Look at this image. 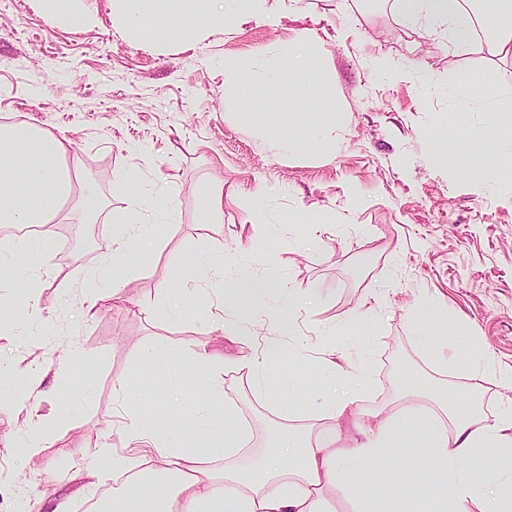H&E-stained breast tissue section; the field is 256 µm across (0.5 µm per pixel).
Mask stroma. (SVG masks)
Segmentation results:
<instances>
[{"instance_id": "35a3bbf8", "label": "stroma", "mask_w": 512, "mask_h": 512, "mask_svg": "<svg viewBox=\"0 0 512 512\" xmlns=\"http://www.w3.org/2000/svg\"><path fill=\"white\" fill-rule=\"evenodd\" d=\"M295 30L318 37L345 112L335 151L321 156L278 153L224 103L225 60L275 51ZM468 70L481 89L462 99L454 88ZM508 71L512 57L479 43L456 48L408 30L391 0H299L295 13L237 18L163 50L127 34L111 0H70L65 14L44 0H0V120L65 135L105 207L98 223L75 211L62 224L43 275L44 324L27 319L20 291L32 241L0 225V244L20 254L0 270V309L10 315L0 328V512L67 485L93 449L126 446L113 414L119 384L145 392L143 419L180 425L202 398L186 370L199 343L223 360L224 395L211 414L233 408L258 457L274 432L313 423L306 407L333 382L313 367L331 345L367 377L368 405L387 404L404 382L449 379L453 394L494 419L512 399L501 380L512 372V178L456 171L441 155L450 121L488 119ZM211 183L224 186L220 224L201 221L199 189ZM143 195L175 196L180 221L153 226L163 247L145 269L122 273L121 300L91 302L86 283L105 227ZM207 251L213 262L198 269ZM224 272L261 281L278 272L315 291L294 335L279 338L277 389L301 414L255 392L231 366L239 345L197 322L198 308H217ZM166 288L185 300L183 321L162 311ZM291 304L266 290L249 318L257 348ZM434 309L466 328V343L417 344L414 326ZM72 345L86 352L85 367L63 364ZM147 352L167 386L145 370ZM477 362L487 378L475 392L468 368ZM34 422L54 432L29 460L20 446Z\"/></svg>"}]
</instances>
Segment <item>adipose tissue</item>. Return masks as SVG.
I'll return each instance as SVG.
<instances>
[{"mask_svg":"<svg viewBox=\"0 0 512 512\" xmlns=\"http://www.w3.org/2000/svg\"><path fill=\"white\" fill-rule=\"evenodd\" d=\"M297 0H112L114 18L140 39L158 44L173 40L192 44L197 36L223 24L229 13L264 20L270 4L292 12ZM392 8L411 29L427 36H444L462 44L472 19H480L489 39L488 50L512 54V0H392ZM314 88L316 114L303 124L294 121L293 85ZM277 87L283 94L278 107L281 123L264 120L257 102L261 87ZM224 99L243 123L256 126L263 138L283 153L303 151L323 155L336 148L345 122L336 105V90L324 76L320 45L313 33L298 32L283 41L271 58L261 53L224 63ZM492 119L483 126L458 129L443 160L449 168L468 164L470 170H491L501 164L500 148L512 139V76L503 75L500 92L491 102ZM70 143L25 124L0 125V224L36 228L63 223V207L75 200L88 217L101 208L100 195L81 180L69 163ZM174 203L140 201L138 212L116 216L107 234L112 241L103 269L125 271L133 255L150 257L157 241L145 223H178ZM39 256L53 253V242L41 233ZM222 315L202 317L203 325L220 329L225 337L248 345V318L260 288L251 281H222L217 290ZM335 350L324 353L320 364L338 377L340 391L326 394L313 409L325 427L291 428L278 434L266 457L250 458L246 426L233 411L223 420L209 421L218 447L200 453L180 446L178 429L159 433L139 418L124 413L126 434L139 442L135 453L115 455L96 449L90 463L71 475L74 487L62 495L39 499L34 512H69L75 496L111 483L110 512H333L330 499L340 496L343 512H512V492L488 495L473 481L467 468L490 448L512 477V404L503 406L494 422H487L467 402H450L447 390L425 387L411 391V403L392 399L385 407L367 406L369 382L345 369ZM190 371L196 384L211 397H221L219 361L205 345L194 347ZM431 464L427 477L404 482L375 476L371 485L355 482L354 468L385 460L384 474L395 471L392 458L406 450Z\"/></svg>","mask_w":512,"mask_h":512,"instance_id":"adipose-tissue-1","label":"adipose tissue"}]
</instances>
